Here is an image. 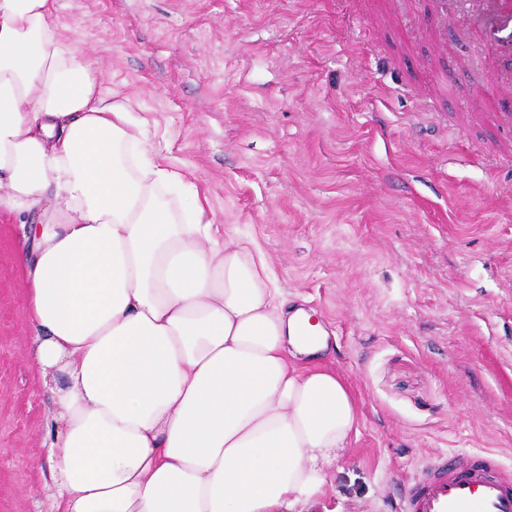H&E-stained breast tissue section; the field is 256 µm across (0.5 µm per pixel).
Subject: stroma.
Segmentation results:
<instances>
[{
	"mask_svg": "<svg viewBox=\"0 0 512 512\" xmlns=\"http://www.w3.org/2000/svg\"><path fill=\"white\" fill-rule=\"evenodd\" d=\"M429 0H58L106 97L313 316L357 431L329 512H395L439 453L512 468V98L433 56ZM459 86L444 111L414 88ZM21 225L0 219V512H50Z\"/></svg>",
	"mask_w": 512,
	"mask_h": 512,
	"instance_id": "35a3bbf8",
	"label": "stroma"
}]
</instances>
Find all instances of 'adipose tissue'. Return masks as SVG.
<instances>
[{"instance_id": "ef3b65f1", "label": "adipose tissue", "mask_w": 512, "mask_h": 512, "mask_svg": "<svg viewBox=\"0 0 512 512\" xmlns=\"http://www.w3.org/2000/svg\"><path fill=\"white\" fill-rule=\"evenodd\" d=\"M56 9L0 0V214L35 244L18 262L56 512H315L359 417L316 362L326 331L220 236Z\"/></svg>"}]
</instances>
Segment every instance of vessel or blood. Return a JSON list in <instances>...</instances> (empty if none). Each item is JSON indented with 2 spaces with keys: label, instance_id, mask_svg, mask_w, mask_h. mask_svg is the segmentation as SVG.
I'll list each match as a JSON object with an SVG mask.
<instances>
[{
  "label": "vessel or blood",
  "instance_id": "b4317fda",
  "mask_svg": "<svg viewBox=\"0 0 512 512\" xmlns=\"http://www.w3.org/2000/svg\"><path fill=\"white\" fill-rule=\"evenodd\" d=\"M435 21L452 27L488 81L512 90V0H435ZM398 512H512V470L495 453L438 456L405 481Z\"/></svg>",
  "mask_w": 512,
  "mask_h": 512
}]
</instances>
